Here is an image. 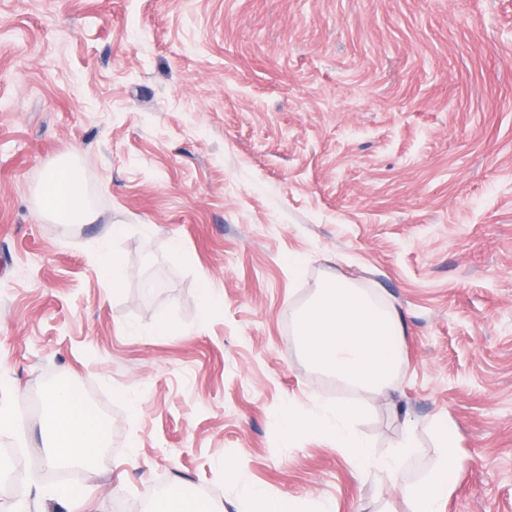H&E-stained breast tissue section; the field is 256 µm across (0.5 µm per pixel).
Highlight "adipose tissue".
I'll use <instances>...</instances> for the list:
<instances>
[{
  "label": "adipose tissue",
  "instance_id": "ef3b65f1",
  "mask_svg": "<svg viewBox=\"0 0 512 512\" xmlns=\"http://www.w3.org/2000/svg\"><path fill=\"white\" fill-rule=\"evenodd\" d=\"M46 209L65 220H77L87 214L74 168L52 170L46 178ZM404 333L394 311L375 305L364 291L340 278L327 280L312 301L296 318V336L310 364L348 388L380 395L393 384L401 365L398 338ZM360 405L347 402L335 408L311 414L301 422L294 409L280 414L283 434L292 438L311 430L327 437L345 456L357 474L369 471L381 475L386 484L399 487L410 500L412 512H439L454 487L457 450L447 422L436 426V455L422 479L415 484H399L398 474L404 459L417 448L414 426H407L394 453L377 454L355 429ZM41 425L48 437L51 463H62L79 456L94 458L104 433L81 410L70 383H58L44 400Z\"/></svg>",
  "mask_w": 512,
  "mask_h": 512
}]
</instances>
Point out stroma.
I'll return each mask as SVG.
<instances>
[{
  "instance_id": "35a3bbf8",
  "label": "stroma",
  "mask_w": 512,
  "mask_h": 512,
  "mask_svg": "<svg viewBox=\"0 0 512 512\" xmlns=\"http://www.w3.org/2000/svg\"><path fill=\"white\" fill-rule=\"evenodd\" d=\"M61 162L93 221L42 212ZM114 224L128 275L108 288ZM336 276L401 314L384 394L299 350ZM62 381L107 442L80 496L49 499L67 483L35 404ZM351 398L378 453L416 427L407 482L448 422L442 512H512V0H0V448L21 460L0 512H246L253 486L410 512L324 436L280 430L282 409ZM125 232L124 225H112L108 234L103 242L99 253V268L102 280L109 287H117L125 278L127 274L126 266L122 256L116 251L112 250L107 242L110 239L120 238Z\"/></svg>"
}]
</instances>
